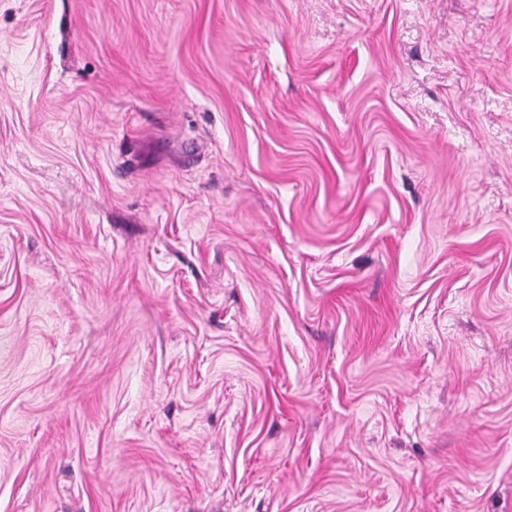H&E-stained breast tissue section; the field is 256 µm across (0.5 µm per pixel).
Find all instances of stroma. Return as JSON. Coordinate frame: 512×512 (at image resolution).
<instances>
[{"label":"stroma","mask_w":512,"mask_h":512,"mask_svg":"<svg viewBox=\"0 0 512 512\" xmlns=\"http://www.w3.org/2000/svg\"><path fill=\"white\" fill-rule=\"evenodd\" d=\"M0 512H512V0H0Z\"/></svg>","instance_id":"35a3bbf8"}]
</instances>
